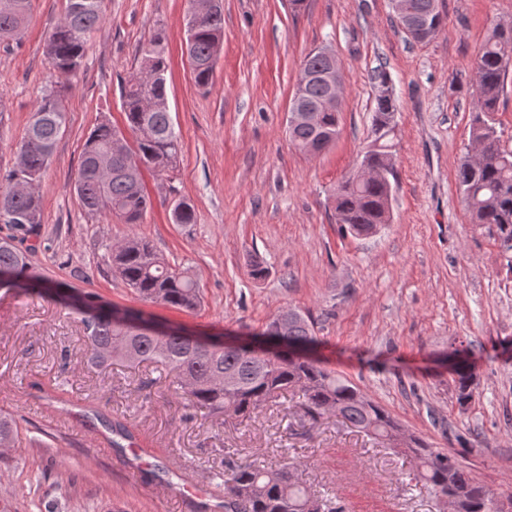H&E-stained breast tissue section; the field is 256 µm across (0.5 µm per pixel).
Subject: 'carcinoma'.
Masks as SVG:
<instances>
[{"mask_svg": "<svg viewBox=\"0 0 512 512\" xmlns=\"http://www.w3.org/2000/svg\"><path fill=\"white\" fill-rule=\"evenodd\" d=\"M32 11L33 0H0V47L18 41ZM394 14L399 27L421 26L431 35L443 24L437 0H399ZM103 20L104 0H66L64 15L49 29L44 53L56 77L55 88L37 103L18 144L17 162L0 177V224L13 230L0 238V275H5L0 278V288L39 295L56 290V284L45 280L32 264L35 245L29 240L38 236L42 224L39 183L65 131V83L81 67L88 41ZM223 36L220 5L187 36L189 68L200 88L212 85V61L221 52ZM475 70L474 153L460 161L457 181L472 223L495 229V240L502 247L512 242V150L502 146L493 114L512 77V24L494 27L479 48ZM166 72V38L158 29L142 46L138 72L122 92L125 129L103 119L90 129L83 144L74 190L86 214L115 217L131 225L142 223L153 208L143 171L162 177L177 168L181 148L168 109ZM341 90L342 73L338 72L332 95H327L323 81L313 80L292 99V104L313 112L315 119L312 124L287 125L296 148L317 154L336 141ZM396 115L394 99L380 94L375 97L370 147L363 151L359 169L336 187V223L353 236L372 234L390 223L396 186ZM127 131L134 139L127 138ZM170 218L174 224L194 223L193 205L185 199L173 200ZM112 269L148 303L185 313L202 306L198 277L188 268L167 262L150 241L135 234L112 246ZM81 305L88 309L81 322L90 363L98 368L116 362L130 366L150 362L161 367L171 384L185 390V418L203 413L246 421L292 390L301 398L303 416L317 420L334 414L346 425L383 439L412 458L415 480L429 488L440 512L449 508L452 512H492L498 493L476 482L455 455L405 433L380 403L342 375L304 356L318 339L314 319L301 309L281 310L254 336L269 347L260 356L246 349H207L182 336H152L137 328V323L152 314L126 309L117 317L112 305L91 293L81 295ZM454 374L457 401L464 405L472 396L474 372L458 364ZM32 388L49 408L65 404L58 385L50 390L35 382ZM82 420L88 429L106 435L112 448L137 445L130 426L94 406L84 410ZM20 440L18 419L0 413V447H14ZM216 477L215 494L224 499V512H343L335 499L318 495L306 485L295 463L268 468L255 461L230 462L227 471Z\"/></svg>", "mask_w": 512, "mask_h": 512, "instance_id": "carcinoma-1", "label": "carcinoma"}]
</instances>
